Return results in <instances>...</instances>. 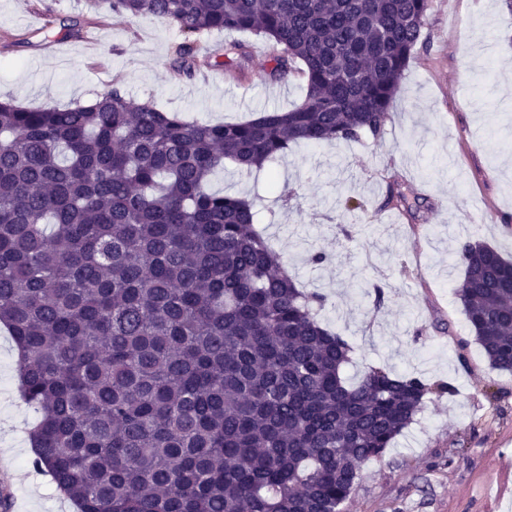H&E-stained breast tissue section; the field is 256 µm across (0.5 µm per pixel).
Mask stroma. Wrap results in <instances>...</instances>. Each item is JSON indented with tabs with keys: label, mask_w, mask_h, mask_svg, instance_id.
Instances as JSON below:
<instances>
[{
	"label": "stroma",
	"mask_w": 512,
	"mask_h": 512,
	"mask_svg": "<svg viewBox=\"0 0 512 512\" xmlns=\"http://www.w3.org/2000/svg\"><path fill=\"white\" fill-rule=\"evenodd\" d=\"M245 77L170 67L179 36L159 21L95 14L85 0H0V101L89 104L120 87L191 122L285 111L305 95L272 80L270 50L244 31ZM419 45L380 135L292 146L273 172L225 163L213 191L254 199L259 229L304 288L326 297L320 317L352 347L349 381L382 368L432 384L423 412L370 459L343 512H512V372L491 370L455 289L462 240L512 254V14L503 0H432ZM420 196L411 214L384 209L390 182ZM295 194L276 203L275 186ZM323 263H312L315 252ZM34 412L17 389V353L0 328V494L10 512H66L32 469Z\"/></svg>",
	"instance_id": "35a3bbf8"
}]
</instances>
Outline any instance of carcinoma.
Returning <instances> with one entry per match:
<instances>
[{
  "label": "carcinoma",
  "mask_w": 512,
  "mask_h": 512,
  "mask_svg": "<svg viewBox=\"0 0 512 512\" xmlns=\"http://www.w3.org/2000/svg\"><path fill=\"white\" fill-rule=\"evenodd\" d=\"M194 44L247 31L301 103L203 124L118 86L89 105L0 102V326L19 358L32 467L77 512H341L363 464L432 388L372 369L257 227L254 201L215 193L231 161L273 171L290 145L380 134L422 42L431 0H89ZM224 43L210 67H239ZM455 295L489 367L512 372V260L458 251Z\"/></svg>",
  "instance_id": "carcinoma-1"
}]
</instances>
